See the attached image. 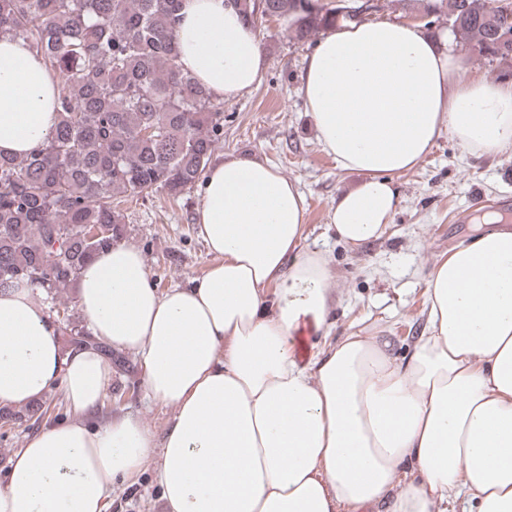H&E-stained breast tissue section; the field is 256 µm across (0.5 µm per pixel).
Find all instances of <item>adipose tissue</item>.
I'll use <instances>...</instances> for the list:
<instances>
[{
  "label": "adipose tissue",
  "instance_id": "adipose-tissue-1",
  "mask_svg": "<svg viewBox=\"0 0 512 512\" xmlns=\"http://www.w3.org/2000/svg\"><path fill=\"white\" fill-rule=\"evenodd\" d=\"M183 71L214 97L260 85L256 33L224 0H183ZM447 29L344 22L308 56L301 92L317 141L362 174L329 223L357 247L381 238L395 176L442 132L478 159L512 148V84L464 75ZM55 82L0 37V155L21 157L57 122ZM306 198L267 161L228 157L202 183L204 276L158 293L117 243L74 281L92 336L133 352L147 401L173 406L163 435L134 414L99 418L112 375L93 348H64L40 288L0 292V406L60 385L67 419L30 437L0 478V512H106L114 484L152 466L163 512H512V228L439 257L428 327L398 359L379 337L330 340L333 273L305 249Z\"/></svg>",
  "mask_w": 512,
  "mask_h": 512
}]
</instances>
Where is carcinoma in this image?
Returning <instances> with one entry per match:
<instances>
[{
  "mask_svg": "<svg viewBox=\"0 0 512 512\" xmlns=\"http://www.w3.org/2000/svg\"><path fill=\"white\" fill-rule=\"evenodd\" d=\"M182 0H0V37L24 42L56 82L54 133L22 157L0 156V292H59L93 254L122 239L113 199L148 190L179 198L224 139V111L179 65ZM267 0L299 40L339 19L340 7ZM255 26L253 0H225ZM448 32L476 51L512 59V0H427ZM66 347L93 344L80 317L57 318ZM50 407L0 408V420L42 423Z\"/></svg>",
  "mask_w": 512,
  "mask_h": 512,
  "instance_id": "carcinoma-1",
  "label": "carcinoma"
}]
</instances>
